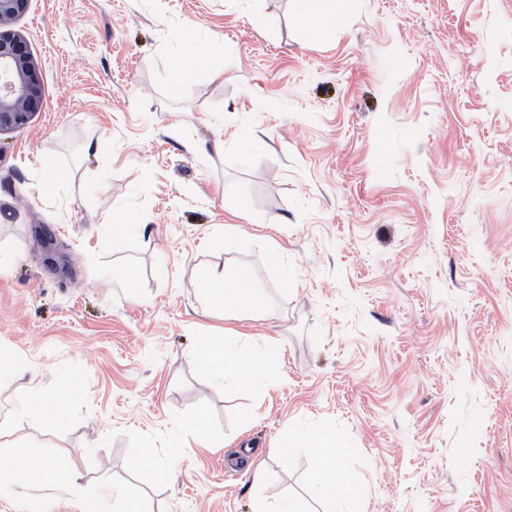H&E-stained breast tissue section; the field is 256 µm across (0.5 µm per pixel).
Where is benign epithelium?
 I'll return each instance as SVG.
<instances>
[{
	"label": "benign epithelium",
	"instance_id": "benign-epithelium-1",
	"mask_svg": "<svg viewBox=\"0 0 512 512\" xmlns=\"http://www.w3.org/2000/svg\"><path fill=\"white\" fill-rule=\"evenodd\" d=\"M30 0H0V133L28 124L45 94L38 66L25 38L9 26L28 10Z\"/></svg>",
	"mask_w": 512,
	"mask_h": 512
}]
</instances>
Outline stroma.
<instances>
[{
    "instance_id": "1",
    "label": "stroma",
    "mask_w": 512,
    "mask_h": 512,
    "mask_svg": "<svg viewBox=\"0 0 512 512\" xmlns=\"http://www.w3.org/2000/svg\"><path fill=\"white\" fill-rule=\"evenodd\" d=\"M12 29L45 101L0 134V347L69 423L19 408L5 370L8 442L72 458L91 492L154 460L149 512H253L320 478L316 454L269 453L314 427L348 438L368 512H512V0H344L327 36L291 0H32ZM227 264L264 318L191 291ZM227 329L280 341L275 388L206 386L194 346ZM199 413L209 445L169 458ZM29 500L85 508L20 483L0 512ZM217 49L212 44L199 42L195 45L194 58L198 64L208 68L215 76L224 75V65L217 64Z\"/></svg>"
}]
</instances>
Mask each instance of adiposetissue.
Segmentation results:
<instances>
[{
	"mask_svg": "<svg viewBox=\"0 0 512 512\" xmlns=\"http://www.w3.org/2000/svg\"><path fill=\"white\" fill-rule=\"evenodd\" d=\"M191 286L196 295L206 297L224 314L236 318L256 316L266 310L265 299L253 287L249 274L240 268L225 266L206 270ZM193 356L209 388L224 392L244 385L260 391L275 382L281 346L272 337L255 342L228 330L223 335L201 339ZM19 402L49 426L61 428L69 420L61 396L38 377L30 378L19 395ZM323 438V431L297 428L288 445L275 447L274 452L284 458L292 451H322L324 476L310 487L309 498L329 501L335 512H366L363 499L352 491L354 477L344 463L350 449L348 439L341 436L327 444ZM80 478L70 460L35 441L13 446L7 468H0V486L23 481L35 487H50L65 482L76 489Z\"/></svg>",
	"mask_w": 512,
	"mask_h": 512,
	"instance_id": "adipose-tissue-1",
	"label": "adipose tissue"
}]
</instances>
